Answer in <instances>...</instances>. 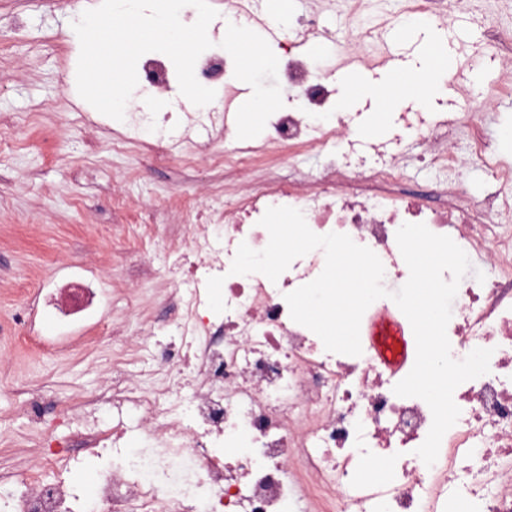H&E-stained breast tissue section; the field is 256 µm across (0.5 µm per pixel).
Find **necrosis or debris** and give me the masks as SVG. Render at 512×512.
Returning <instances> with one entry per match:
<instances>
[{
	"mask_svg": "<svg viewBox=\"0 0 512 512\" xmlns=\"http://www.w3.org/2000/svg\"><path fill=\"white\" fill-rule=\"evenodd\" d=\"M331 32L308 12L284 30L280 79L294 89L296 105L271 115L262 144L225 148L228 130L217 109L190 115L184 133L191 150L184 163L204 157L214 167L247 175L254 158L276 148L289 162L287 176L248 183L226 195L223 210H209L183 245L194 262L185 287L173 296L182 309L173 324L181 347L153 353L155 384L109 391L72 406L93 453L103 456L96 496L85 497L32 468L18 492L0 495V512H512V164L491 140L471 137L467 153L454 146L447 121L418 118L414 129L427 146L426 165L443 172L432 190L439 207L397 195L403 178L397 157L362 171L347 124L313 126L310 118L336 110V99L302 47ZM320 158L317 173L294 159ZM481 162L496 190L481 204L456 192L451 178L468 156ZM300 210L316 234L348 235L381 260L384 287L396 291L409 277L396 242L406 223H422L451 239L472 269L461 280L447 326L451 355L465 358L492 349L487 374L461 383L453 399L461 413L444 434L433 465L417 456L432 424L425 401L397 396L393 387L410 365L390 369L371 346L361 355L332 353L308 328L294 322L285 294L317 277L325 265L316 249L292 262L278 280L231 274L240 244L262 250L269 233L259 221L267 208ZM224 279V314L208 306L206 282ZM44 309L59 328L92 314L95 288L69 289L64 299L45 295ZM190 393L174 397L183 368ZM127 406L150 419L153 447L125 442L121 426L104 428L102 404ZM251 451L239 453V439ZM385 456L392 475L371 484L358 474Z\"/></svg>",
	"mask_w": 512,
	"mask_h": 512,
	"instance_id": "obj_1",
	"label": "necrosis or debris"
}]
</instances>
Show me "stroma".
<instances>
[{
  "label": "stroma",
  "instance_id": "35a3bbf8",
  "mask_svg": "<svg viewBox=\"0 0 512 512\" xmlns=\"http://www.w3.org/2000/svg\"><path fill=\"white\" fill-rule=\"evenodd\" d=\"M101 0H0V476L19 478L43 452L41 436L86 458L88 449L61 412L63 400L99 394L124 379L141 384L134 346L172 342L177 315L171 293L176 256L171 240L187 236L196 208L211 203L210 189L224 172L199 161L183 167L174 148L156 164L134 142L126 122L100 116L85 123L91 106L63 67L61 51L78 58L71 20ZM409 0H392L373 21L369 52L349 45L351 20L344 0H297L292 13L317 9L334 34L323 59L336 68L385 78L389 57L418 64L422 38L406 23ZM447 32L451 90L397 95L389 134H404L403 114L444 112L456 119L467 107H484L486 136L512 142V45L498 33L512 29V0H466L452 15H433ZM123 140L121 151L112 143ZM96 281L102 297L96 326H77L62 345H39L27 324L44 330L45 313L30 298L48 282L74 273Z\"/></svg>",
  "mask_w": 512,
  "mask_h": 512
}]
</instances>
